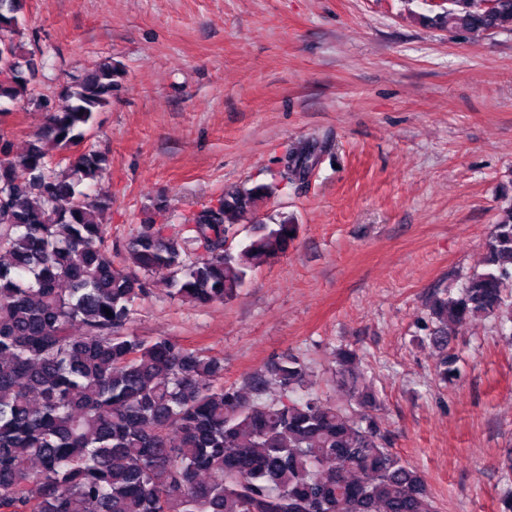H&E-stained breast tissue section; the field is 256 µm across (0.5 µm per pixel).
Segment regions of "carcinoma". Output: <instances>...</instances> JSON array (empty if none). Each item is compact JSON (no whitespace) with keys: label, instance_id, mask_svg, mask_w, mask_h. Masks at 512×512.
<instances>
[{"label":"carcinoma","instance_id":"obj_1","mask_svg":"<svg viewBox=\"0 0 512 512\" xmlns=\"http://www.w3.org/2000/svg\"><path fill=\"white\" fill-rule=\"evenodd\" d=\"M447 2L435 22L453 37L512 27V0ZM19 11L20 0H0V115L25 100L50 120L21 155L0 135V512H439L425 476L389 447L356 350L336 354L341 405L309 392L295 355L226 387L219 358L130 331L151 274L167 272L173 294L197 307L222 304L256 263L288 251L297 225L261 224L233 252L238 216L271 188L228 190L174 228L141 225L115 264L110 200L79 189L105 155L87 147L65 164L57 154L93 128L120 70L106 60L42 97ZM320 148H292L279 182L307 183ZM510 288L512 200L484 269L428 304L439 380L459 377L448 344L461 326L495 317L512 330Z\"/></svg>","mask_w":512,"mask_h":512}]
</instances>
